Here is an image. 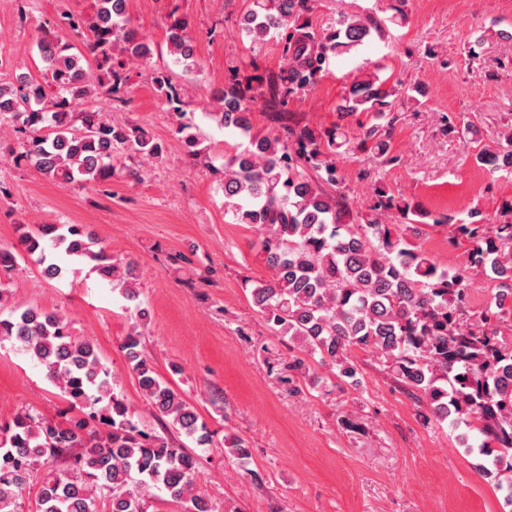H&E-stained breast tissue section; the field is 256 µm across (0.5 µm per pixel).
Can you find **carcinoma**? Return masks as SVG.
Returning <instances> with one entry per match:
<instances>
[{
  "instance_id": "carcinoma-1",
  "label": "carcinoma",
  "mask_w": 512,
  "mask_h": 512,
  "mask_svg": "<svg viewBox=\"0 0 512 512\" xmlns=\"http://www.w3.org/2000/svg\"><path fill=\"white\" fill-rule=\"evenodd\" d=\"M244 31L260 44L283 42L285 68L266 78V109L280 115L288 97L313 87L327 59L362 45L381 27L346 18L336 29L318 32L309 22L310 0H255ZM89 19L69 17V26L86 29L84 51L71 52L49 29L37 47L43 67L0 81V123L9 121L16 145L14 162L33 167L61 187L95 185L112 178L113 159L127 151L144 159L163 155L164 147L139 124L115 123L99 110L77 112L72 101H86L98 90L117 96L127 81L126 62L146 63L151 47L130 24L126 0H94ZM294 27H288V24ZM167 43L173 64L189 73L194 59L187 23L172 17ZM157 90L174 116V132L197 160L202 151L199 127L183 109L181 94L166 72L154 76ZM251 87L237 83L212 91L215 111L205 117L217 127L247 140L224 161L220 189L226 213L239 224L261 228L260 250L273 271L251 290L252 301L273 333L299 342L300 355L288 369L309 372L307 359L331 365L333 375L351 386L362 374L352 359L356 349L371 353L394 380L423 403L430 416L452 427L465 426L480 437L466 451L478 458L480 473L507 487L512 503V200L502 203L499 223L482 224L476 214L454 225V238L469 243L466 260L448 270L413 242L423 230L416 224H387L382 213L392 199L377 202V213L353 220L342 197L328 193L301 170L308 165L336 183L335 152L341 126L317 133L307 127H283V135L252 132ZM391 92L377 73L348 84L339 112H367L372 123L360 126L357 148L392 162ZM494 150L477 159L494 171L512 170V130ZM21 251L43 267L49 279H61L79 265L115 287L133 306L138 324L149 311L136 286L137 267L112 261L105 248L78 224H48L22 231ZM495 284L484 308L470 309L473 280ZM0 338L44 365L59 385L70 410L83 415L48 419L32 411L0 423V512H19L31 473L45 461L66 457L68 467L44 474L37 512H155L151 490H163L184 512H216L197 486V457L176 448L134 421L115 392L114 379L95 345L76 340L69 323L55 311L17 306L0 318ZM121 349L146 405L168 430L208 448L213 439L195 407L171 381L156 371L132 327ZM237 464L251 458L248 443L231 441Z\"/></svg>"
}]
</instances>
